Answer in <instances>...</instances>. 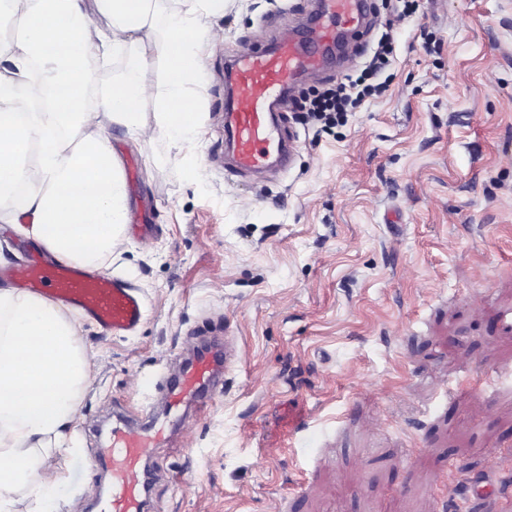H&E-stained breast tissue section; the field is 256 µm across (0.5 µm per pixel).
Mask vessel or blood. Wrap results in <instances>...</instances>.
<instances>
[{
  "mask_svg": "<svg viewBox=\"0 0 512 512\" xmlns=\"http://www.w3.org/2000/svg\"><path fill=\"white\" fill-rule=\"evenodd\" d=\"M321 25L317 40H281L275 45L245 50L226 72L224 139L231 172L259 173L272 163L287 164L293 144L277 112L288 83L307 71L322 70L329 60L327 45L343 38L361 39L367 32L368 0H317ZM19 287L30 294L47 295L80 311L100 327L115 333L134 331L144 315L134 288L105 275H92L76 265L34 262ZM212 381L210 366H197L174 379L167 397L171 405L185 398L199 409L208 401L200 390ZM157 441L150 420L137 430L113 429L107 459L110 495L100 512H145V494L152 480L143 459Z\"/></svg>",
  "mask_w": 512,
  "mask_h": 512,
  "instance_id": "1",
  "label": "vessel or blood"
}]
</instances>
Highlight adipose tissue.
<instances>
[{"label":"adipose tissue","mask_w":512,"mask_h":512,"mask_svg":"<svg viewBox=\"0 0 512 512\" xmlns=\"http://www.w3.org/2000/svg\"><path fill=\"white\" fill-rule=\"evenodd\" d=\"M152 0H0L20 39L0 49V222L31 237L60 262L95 263L119 244L128 195L109 126L142 141L180 145L200 133L192 107L205 81L202 49L218 39L208 17L224 0H191L168 17V79L154 124L139 102L151 63L141 44ZM121 57L112 88L98 89L91 62ZM0 512H59L76 451L64 447L80 416L94 356L76 345L78 313L44 297L0 288ZM60 458L55 469L43 459Z\"/></svg>","instance_id":"adipose-tissue-1"}]
</instances>
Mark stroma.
Instances as JSON below:
<instances>
[{
	"label": "stroma",
	"instance_id": "obj_1",
	"mask_svg": "<svg viewBox=\"0 0 512 512\" xmlns=\"http://www.w3.org/2000/svg\"><path fill=\"white\" fill-rule=\"evenodd\" d=\"M307 0H226L195 106L171 145L112 128L129 224L92 269L144 302L135 332L82 319L95 354L68 447L101 502L102 450L146 406L165 424L147 512H512V0H372L373 26L298 91L356 75L382 32L386 90L323 130L282 111L290 168L224 169V73L287 37ZM140 100L155 120L162 33ZM235 356L206 410L169 414L157 384L213 343Z\"/></svg>",
	"mask_w": 512,
	"mask_h": 512
}]
</instances>
